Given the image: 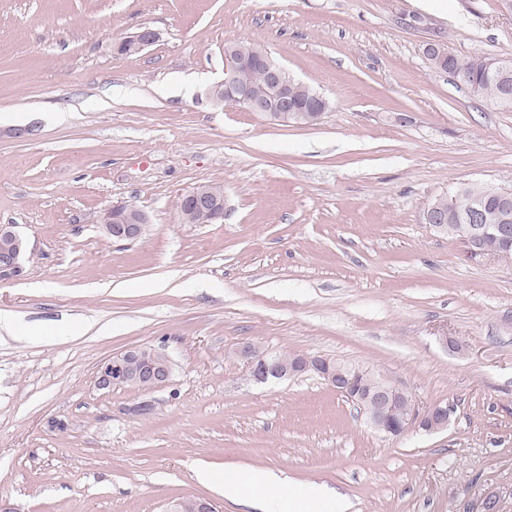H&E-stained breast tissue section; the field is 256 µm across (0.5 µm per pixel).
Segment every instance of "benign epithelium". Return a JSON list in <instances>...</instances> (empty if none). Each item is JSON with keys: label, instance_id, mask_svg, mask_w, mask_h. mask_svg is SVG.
<instances>
[{"label": "benign epithelium", "instance_id": "benign-epithelium-1", "mask_svg": "<svg viewBox=\"0 0 512 512\" xmlns=\"http://www.w3.org/2000/svg\"><path fill=\"white\" fill-rule=\"evenodd\" d=\"M156 39V33L144 27L119 45L124 55L143 51ZM224 78L210 88V97L217 106L242 104L271 122L311 125L321 113L295 102L303 82L286 77V69L270 61L267 53L241 46L224 50ZM255 65H264L268 80L260 88L242 85L237 73ZM200 212H212L219 220L224 216V186L203 183L187 192L181 202V219L192 222ZM426 222L438 232H458L466 245L467 259L475 262L497 261L512 264V192L496 186H473L468 192L455 191L450 196L432 201L425 214ZM104 234L114 242L137 240L144 234L147 218L141 210L118 204L101 216ZM493 236L502 246L484 248L485 240ZM28 247L12 226L0 225V282L19 278L24 269ZM247 365L249 376L257 383L286 379L298 374L316 372L338 393L360 406L366 422L388 434L404 433L415 428L440 432L448 427L451 409L434 403L422 409L411 397L390 385L376 373L348 362L321 356H301L288 360L244 344L237 350ZM173 364L170 357L153 347L137 346L118 353L101 364L97 385L110 388L133 385L144 391H154L171 384ZM405 403L407 415L399 431L388 426V420L399 403ZM166 512H215L213 504L199 498H181L167 504Z\"/></svg>", "mask_w": 512, "mask_h": 512}]
</instances>
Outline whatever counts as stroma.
Here are the masks:
<instances>
[{
  "mask_svg": "<svg viewBox=\"0 0 512 512\" xmlns=\"http://www.w3.org/2000/svg\"><path fill=\"white\" fill-rule=\"evenodd\" d=\"M142 52L115 46L142 27ZM260 44L330 103L309 126L215 106L224 46ZM512 58V0H0V224L32 255L0 283V499L18 512H164L206 466L271 470L348 512H512V265L425 220L468 183L512 189V111L424 55ZM24 137H17V130ZM224 186V217L177 202ZM143 211L115 244L99 218ZM243 343L369 369L447 430L391 437L315 374L254 383ZM169 355L157 411L98 388ZM104 234L112 242L137 240L144 234L147 218L141 210L126 205H113L101 216ZM172 380L170 357L148 346H137L113 355L101 364L97 373L99 388L133 385L144 391H154L168 386Z\"/></svg>",
  "mask_w": 512,
  "mask_h": 512,
  "instance_id": "stroma-1",
  "label": "stroma"
}]
</instances>
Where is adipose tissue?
Returning <instances> with one entry per match:
<instances>
[{
	"mask_svg": "<svg viewBox=\"0 0 512 512\" xmlns=\"http://www.w3.org/2000/svg\"><path fill=\"white\" fill-rule=\"evenodd\" d=\"M197 475L206 483L220 484L225 498L246 504L254 512H345L346 505L325 486L300 485L288 482L272 471H226L224 477H216L206 467L199 468Z\"/></svg>",
	"mask_w": 512,
	"mask_h": 512,
	"instance_id": "adipose-tissue-1",
	"label": "adipose tissue"
}]
</instances>
